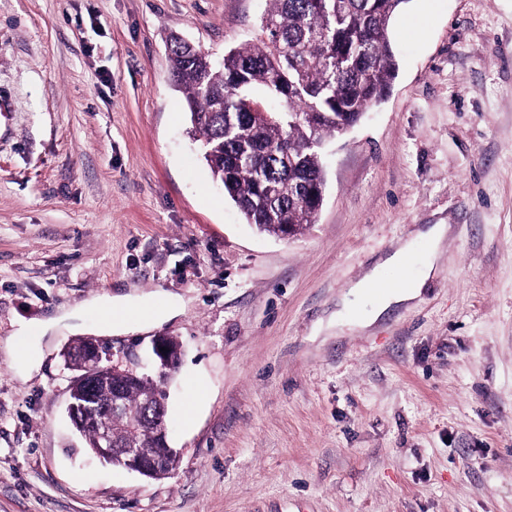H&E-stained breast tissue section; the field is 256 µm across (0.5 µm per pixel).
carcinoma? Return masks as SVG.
Instances as JSON below:
<instances>
[{
  "mask_svg": "<svg viewBox=\"0 0 512 512\" xmlns=\"http://www.w3.org/2000/svg\"><path fill=\"white\" fill-rule=\"evenodd\" d=\"M408 0H268L265 37L224 52L220 62L171 39L176 87L188 108L189 137L212 177L259 232L298 234L317 215L312 197L325 191L326 169L316 140L357 124L383 101L396 71L390 25ZM279 100V114L247 102ZM76 372L70 400L84 402V369ZM120 406L98 420L76 424L87 446L133 438L156 459L154 476L169 474L176 458L160 426L143 423L164 397L154 379L133 378L107 367L97 398Z\"/></svg>",
  "mask_w": 512,
  "mask_h": 512,
  "instance_id": "obj_1",
  "label": "carcinoma"
}]
</instances>
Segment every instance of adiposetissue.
Instances as JSON below:
<instances>
[{
	"label": "adipose tissue",
	"instance_id": "ef3b65f1",
	"mask_svg": "<svg viewBox=\"0 0 512 512\" xmlns=\"http://www.w3.org/2000/svg\"><path fill=\"white\" fill-rule=\"evenodd\" d=\"M409 249H399L385 257L381 268H404L409 258ZM372 269L358 282L352 291L354 297H371L369 309L361 311L356 317L357 325L367 327L372 325L387 309L401 303H407L420 297L423 288L429 279L433 266L425 264L422 273L414 278H402L393 283H384L380 277V270Z\"/></svg>",
	"mask_w": 512,
	"mask_h": 512
}]
</instances>
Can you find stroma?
<instances>
[{
    "mask_svg": "<svg viewBox=\"0 0 512 512\" xmlns=\"http://www.w3.org/2000/svg\"><path fill=\"white\" fill-rule=\"evenodd\" d=\"M267 7L0 0V512H512V0H408L386 99L327 139L322 207L286 239L213 181L167 48L222 59ZM430 224L422 296L337 323ZM161 296L172 314L145 315ZM158 334L182 345L179 462L148 479L73 429L61 352Z\"/></svg>",
    "mask_w": 512,
    "mask_h": 512,
    "instance_id": "obj_1",
    "label": "stroma"
}]
</instances>
